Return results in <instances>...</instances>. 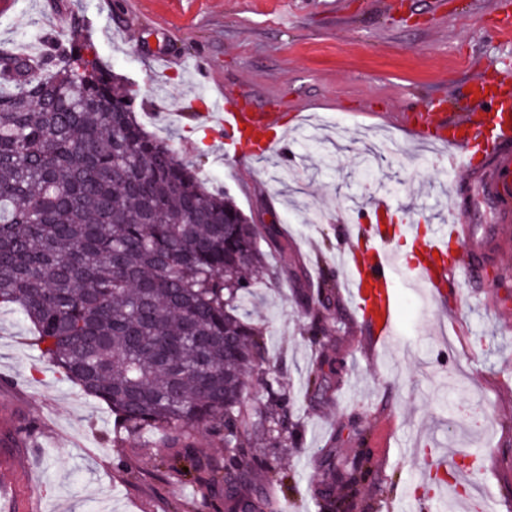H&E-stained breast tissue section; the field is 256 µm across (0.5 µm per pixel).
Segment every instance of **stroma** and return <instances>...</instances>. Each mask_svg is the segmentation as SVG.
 Masks as SVG:
<instances>
[{
  "label": "stroma",
  "mask_w": 512,
  "mask_h": 512,
  "mask_svg": "<svg viewBox=\"0 0 512 512\" xmlns=\"http://www.w3.org/2000/svg\"><path fill=\"white\" fill-rule=\"evenodd\" d=\"M505 19L512 0H14L0 14L4 48L89 38L136 90L146 128L281 242L249 306L299 424L288 446L256 447L286 476L273 487L278 505L319 512L316 458L330 446L349 457L355 421L369 433L375 512L421 499L425 457L463 449L484 458L495 512H512V249L499 250L512 223H501L477 172L439 166L403 120L446 92L449 112L461 111L472 72L512 57V39L491 35ZM220 83L301 113L288 134L299 170L229 159L210 142L195 115L208 109L206 86ZM371 195L394 199L399 223L420 230L461 215L496 251L438 305L398 274V339L375 351L335 266L352 202ZM323 278L341 287L344 325L317 346L296 293ZM31 339L20 312L0 309V435L25 436L0 477L42 487L22 512H201L205 500L227 512L223 490L165 472L174 451L158 437L115 436L106 405L40 366ZM321 357L335 361L338 381L319 396L305 375Z\"/></svg>",
  "instance_id": "1"
}]
</instances>
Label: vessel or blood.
<instances>
[{
	"label": "vessel or blood",
	"mask_w": 512,
	"mask_h": 512,
	"mask_svg": "<svg viewBox=\"0 0 512 512\" xmlns=\"http://www.w3.org/2000/svg\"><path fill=\"white\" fill-rule=\"evenodd\" d=\"M206 118L221 125L225 146L245 143L254 155L271 150L275 142L266 139V132L284 125L280 111L244 105L241 96L229 93L212 100ZM405 123L411 126L420 142L444 149L449 169L473 167L474 148H490L512 138V74L496 67L473 76L467 110L459 116L448 117L443 101L437 99L429 104L425 113L406 114ZM487 185L493 198L512 197L511 152L498 153ZM391 208L388 198L375 199L366 210V223L349 225L336 255V265L346 273L348 292L361 320L372 329L368 344L374 349L392 342L397 334L399 298L393 282L399 272H408L413 283L423 288L436 304L442 300L446 283L454 281L458 275L473 276L478 272L477 251L460 250L453 255L448 252L449 240L464 241L469 237L468 225L458 220L432 225L420 258L412 261L401 257L393 247V239L398 235L411 236V226L393 224L384 231L373 222L379 213ZM434 467L448 471L465 468L466 478L474 484L485 471L481 462L465 464L453 453L437 455Z\"/></svg>",
	"instance_id": "vessel-or-blood-1"
}]
</instances>
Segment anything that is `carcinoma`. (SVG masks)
<instances>
[{
	"instance_id": "obj_1",
	"label": "carcinoma",
	"mask_w": 512,
	"mask_h": 512,
	"mask_svg": "<svg viewBox=\"0 0 512 512\" xmlns=\"http://www.w3.org/2000/svg\"><path fill=\"white\" fill-rule=\"evenodd\" d=\"M135 106L86 38L42 56L0 51V306L22 310L40 364L105 404L119 433H155L189 469H231L245 487L276 469L255 441L297 429L279 377L257 405L241 396L266 369L262 332L240 313L266 251L233 199L147 131ZM317 294L319 343L342 323L328 321L334 289ZM332 371L329 359L313 364L308 389L324 392ZM200 432L223 442L224 463L186 453ZM358 454L338 472L336 449H321L323 512L353 508L371 475L370 449ZM260 507L228 498L233 512Z\"/></svg>"
}]
</instances>
